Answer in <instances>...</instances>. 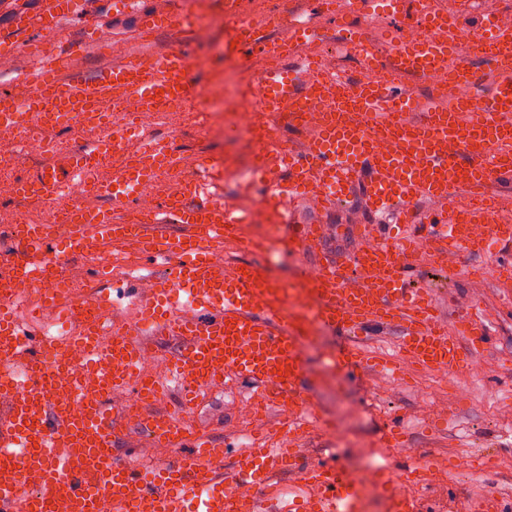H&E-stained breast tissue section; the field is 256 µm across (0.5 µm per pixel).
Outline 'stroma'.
<instances>
[{"mask_svg": "<svg viewBox=\"0 0 512 512\" xmlns=\"http://www.w3.org/2000/svg\"><path fill=\"white\" fill-rule=\"evenodd\" d=\"M113 0H93L87 11L67 23L55 49L75 50L78 73L89 77L110 63L128 60L144 52H177L191 60L188 77L199 89L209 91L207 110L213 111L219 126L216 136L196 127H187L183 137L171 139L169 125L152 119L137 127L138 137L170 142L177 153L191 161L223 167L234 154L243 136L224 112L225 96L236 93L237 57L222 34L223 18L211 9L199 13L202 26L216 30L213 40L200 42L196 32L162 29L149 41L138 37L134 13L115 15ZM283 15L301 14L316 24L323 37L321 54L329 66L343 71L350 80L364 77L362 64L354 54H336L334 45L355 26V19L336 23L316 10L315 0H274ZM210 192L214 200L235 206L267 205L272 195L264 191L255 168L241 164L216 179ZM295 218L303 224L319 225L322 234L312 246L299 244L290 226L271 234L263 253L249 255L233 248L234 260H254L261 269L289 281L304 263L323 256L348 262L360 246L357 229L379 221L364 200L362 187H355L350 199L325 210L298 203ZM492 246L488 254L446 256L438 265L426 262L411 265L406 279L411 287L429 289L447 323H454L460 309L474 305L486 324L488 346L478 362L482 374L465 372L448 376L434 370L403 368L394 375H376L361 367H345L333 358L345 337L328 329L320 343L305 353V394L321 424L312 428L299 444V465L335 464L353 469L363 464L376 470L400 472L415 460L432 459L443 468L428 484L415 487L418 512H461L464 504L485 493H494L501 512H512V293L504 292L493 279L470 283L457 276L460 267L493 262L503 254ZM246 384L234 389L204 394L191 411L195 428L209 439L224 443L223 473H230L234 456L244 441L241 430L252 433L253 441L275 427L278 411L270 410L251 418L244 405ZM397 427L405 445L397 450L380 447L387 427Z\"/></svg>", "mask_w": 512, "mask_h": 512, "instance_id": "1", "label": "stroma"}]
</instances>
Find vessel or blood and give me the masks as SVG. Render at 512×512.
Wrapping results in <instances>:
<instances>
[{"label": "vessel or blood", "mask_w": 512, "mask_h": 512, "mask_svg": "<svg viewBox=\"0 0 512 512\" xmlns=\"http://www.w3.org/2000/svg\"><path fill=\"white\" fill-rule=\"evenodd\" d=\"M430 34L414 39L399 34V78L381 83H350L345 95L317 119L307 153L283 155L285 126L268 124L257 134V170L268 161L284 165L288 190L278 194L272 213L276 224L293 222L294 205L305 201L318 209L347 195L364 182L370 209L389 212L391 220L422 219L427 235L398 241L385 228H364L362 244L341 267L333 259L305 265L296 280L268 278L254 264L214 267V245L231 243L230 230L241 223L236 208L203 200L199 178L184 180L179 193L161 191L158 202L137 210L138 193L157 177L186 167L158 140L143 139L137 152L124 155L114 171L107 207L60 206V218L72 224L71 236L58 240L48 221L22 215L11 237V277L34 283L46 278L47 257L58 267L73 259L95 265L98 256L129 242L164 269L151 293L138 295L123 326L105 330L94 320L83 346L95 360L100 388L90 393L52 339H35L6 303H0V512H50L58 483L70 488L72 512H366L363 502L372 485L352 478L343 468L320 465L300 477L304 489L285 501L278 481L292 470L299 441L316 414L298 389L304 372L303 350L317 332L331 328L357 335L373 324L398 329L396 356L416 369L457 372L471 365L483 350L488 331L471 308L462 309L455 329H448L428 290L408 287L405 273L417 245L444 244L449 252L480 253L485 243L512 244V223L499 215L492 186L512 185V26L495 23L486 0H468L451 11L431 9L430 0H410ZM87 8V0H42L37 11L17 9L9 26L0 29V56L34 47L33 32L61 35L63 23ZM476 13L480 30L489 34L486 47L474 51L455 38L461 9ZM199 18L184 8L160 15L141 14L140 34L158 28L189 29ZM314 29L291 23L281 38L246 21L235 41L249 72L245 95L254 108L275 112L304 104L332 83L330 70L318 55L302 57L314 44ZM283 44L277 64L255 69L254 60L274 44ZM300 57L311 76L297 82L282 59ZM487 64L478 74L472 57ZM72 53L51 55L38 69L19 78V91L0 93V122L20 137L34 127L57 128L69 117L95 125L110 124L109 104L129 103L139 118L157 117L164 102L191 97L189 60L181 53H163L149 61L112 64L91 77L74 75ZM439 76L440 93L413 100L400 77L417 81ZM487 80L485 95L463 100L452 88L476 87ZM117 148L112 134L102 135L89 153L60 152L50 146L48 165L21 178L19 197L40 200L51 188H63L76 177L89 192L99 191L89 179ZM432 209L418 215V201ZM364 280L363 288L345 285L348 270ZM154 335L180 341L168 377L145 369L141 337ZM341 362L388 369L386 359L363 355L345 346ZM251 383L254 415L274 409L282 414L270 445L252 444L236 454L231 481L216 473L213 462L223 448L202 437L187 418L200 391L226 387L230 381ZM181 388L174 409H149L167 388ZM128 389L136 412L110 405L107 394ZM139 427L154 448L174 449L163 463L142 468L112 453L131 427ZM97 469L102 490L82 480ZM36 470L35 491L21 488L22 473ZM424 475L417 464L402 472H380L376 484L388 493L389 512H416L411 493ZM253 483L255 494L241 498L232 483Z\"/></svg>", "instance_id": "vessel-or-blood-1"}]
</instances>
